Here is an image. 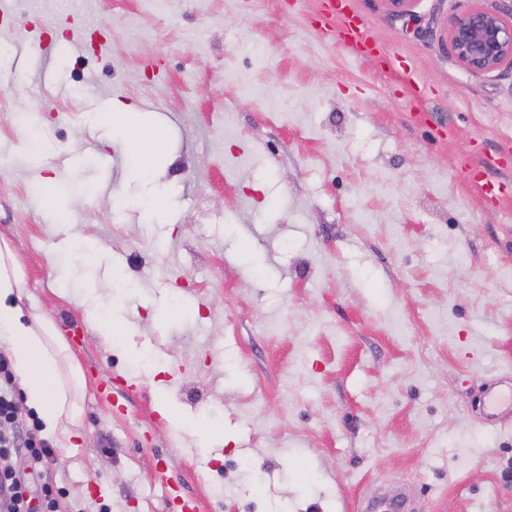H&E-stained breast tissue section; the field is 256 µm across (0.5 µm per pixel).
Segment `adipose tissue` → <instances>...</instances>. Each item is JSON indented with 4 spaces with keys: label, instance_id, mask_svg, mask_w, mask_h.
Segmentation results:
<instances>
[{
    "label": "adipose tissue",
    "instance_id": "1",
    "mask_svg": "<svg viewBox=\"0 0 512 512\" xmlns=\"http://www.w3.org/2000/svg\"><path fill=\"white\" fill-rule=\"evenodd\" d=\"M23 291L15 256L0 246V349L9 353L25 405L36 413L44 434L68 448L81 419L76 403L80 368L47 316L23 308Z\"/></svg>",
    "mask_w": 512,
    "mask_h": 512
}]
</instances>
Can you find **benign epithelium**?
Returning <instances> with one entry per match:
<instances>
[{
    "mask_svg": "<svg viewBox=\"0 0 512 512\" xmlns=\"http://www.w3.org/2000/svg\"><path fill=\"white\" fill-rule=\"evenodd\" d=\"M455 15L444 27V36L457 61L472 73L488 74L512 68V15L485 9L480 0Z\"/></svg>",
    "mask_w": 512,
    "mask_h": 512,
    "instance_id": "obj_1",
    "label": "benign epithelium"
}]
</instances>
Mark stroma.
<instances>
[{
	"label": "stroma",
	"mask_w": 512,
	"mask_h": 512,
	"mask_svg": "<svg viewBox=\"0 0 512 512\" xmlns=\"http://www.w3.org/2000/svg\"><path fill=\"white\" fill-rule=\"evenodd\" d=\"M319 2L10 0L0 239L84 381L55 512H512V69L447 48L468 0ZM335 3V0H321L322 8L318 13V23L324 25L325 28L332 29L336 27V18L340 19L339 29L341 33L351 39L360 38L362 32L360 27L355 25L352 20L345 17V14L336 15V8H330ZM483 405L485 411L494 415L502 407H512V384L505 385L503 388H491L485 391L483 395ZM407 499L404 496L387 497L376 496L364 507V511L370 512H405L408 511Z\"/></svg>",
	"instance_id": "stroma-1"
}]
</instances>
